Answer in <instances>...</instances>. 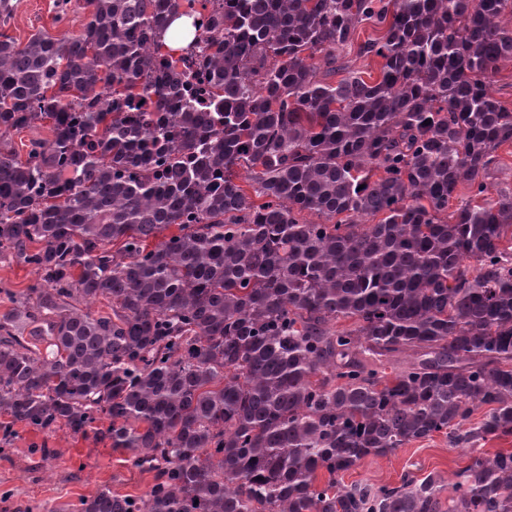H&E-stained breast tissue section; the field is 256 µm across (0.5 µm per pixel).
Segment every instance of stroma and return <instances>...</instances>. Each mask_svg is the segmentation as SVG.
<instances>
[{"label":"stroma","mask_w":512,"mask_h":512,"mask_svg":"<svg viewBox=\"0 0 512 512\" xmlns=\"http://www.w3.org/2000/svg\"><path fill=\"white\" fill-rule=\"evenodd\" d=\"M53 2L19 0L5 34L22 45L39 30L56 37L79 33L86 9L75 0L61 16ZM44 447L55 449L56 457L41 461L39 451ZM467 462L465 450L449 447L445 435L437 434L385 456L367 457L344 473L342 480L395 484L408 471L419 476L435 472L448 479ZM151 481L149 474L133 467L126 451L113 448L109 438L65 431L48 437L21 427L8 456L0 457V512H55L57 506L75 503L105 485L122 494L142 496Z\"/></svg>","instance_id":"stroma-1"}]
</instances>
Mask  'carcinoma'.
Segmentation results:
<instances>
[{
	"instance_id": "1",
	"label": "carcinoma",
	"mask_w": 512,
	"mask_h": 512,
	"mask_svg": "<svg viewBox=\"0 0 512 512\" xmlns=\"http://www.w3.org/2000/svg\"><path fill=\"white\" fill-rule=\"evenodd\" d=\"M83 2L72 37L0 33V259L36 275L0 289V454L109 420L148 492L58 512H512V0ZM436 433L451 480L341 482ZM186 22V18L175 20L163 38L166 49L173 50V53H180L192 41L193 33H186L184 31ZM382 27L377 26L373 23H363L358 26L356 37L354 44L346 49L347 57L352 59L355 65V68L359 71H362L364 74L362 76L366 80H370L369 74L373 78H376L379 75V58H360L357 59V48L358 44L364 42L368 38H377L382 34ZM495 96L509 108L512 107V62L505 61L493 83ZM497 159V163L489 170L485 180L494 195L498 190L512 192V146H502L498 150Z\"/></svg>"
}]
</instances>
